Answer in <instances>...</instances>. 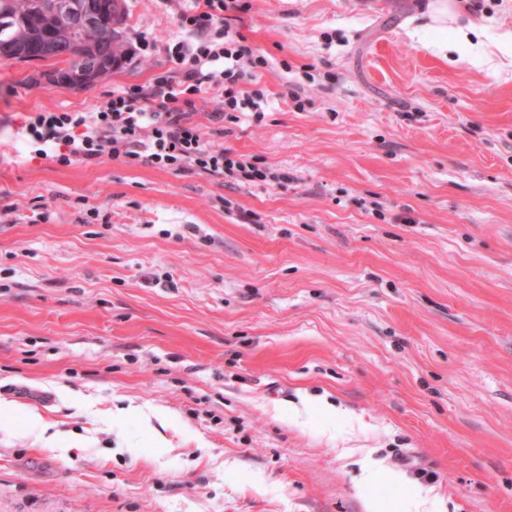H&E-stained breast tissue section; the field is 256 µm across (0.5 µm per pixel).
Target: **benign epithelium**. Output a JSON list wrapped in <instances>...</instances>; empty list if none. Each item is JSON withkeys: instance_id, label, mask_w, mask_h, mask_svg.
Listing matches in <instances>:
<instances>
[{"instance_id": "1", "label": "benign epithelium", "mask_w": 512, "mask_h": 512, "mask_svg": "<svg viewBox=\"0 0 512 512\" xmlns=\"http://www.w3.org/2000/svg\"><path fill=\"white\" fill-rule=\"evenodd\" d=\"M117 4L118 0H103L98 4H85L82 0H45L38 4L39 26L43 28L42 35L47 39L53 37L56 22L69 18L88 28L106 26L108 27V36L111 37L115 27L107 26V22L112 19V11L115 10ZM93 50H95V45H87L79 41L68 43L58 52L45 44L34 42L28 51L21 52L15 46L12 37L5 36L0 39V57L13 56L19 62L54 60L62 62L64 67L44 73L46 84H62L77 91L97 83L118 67V62L112 57L102 55L98 57L96 64L91 68H79L75 72L67 68V65L86 58Z\"/></svg>"}]
</instances>
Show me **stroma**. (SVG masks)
I'll list each match as a JSON object with an SVG mask.
<instances>
[{
  "label": "stroma",
  "mask_w": 512,
  "mask_h": 512,
  "mask_svg": "<svg viewBox=\"0 0 512 512\" xmlns=\"http://www.w3.org/2000/svg\"><path fill=\"white\" fill-rule=\"evenodd\" d=\"M126 4L129 58L90 87L0 59V499L512 512V55H441L438 0H246L265 116L190 118L286 182L33 156L19 116L168 70L175 0ZM469 15L512 31V0Z\"/></svg>",
  "instance_id": "1"
}]
</instances>
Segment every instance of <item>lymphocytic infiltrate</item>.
<instances>
[{
  "label": "lymphocytic infiltrate",
  "mask_w": 512,
  "mask_h": 512,
  "mask_svg": "<svg viewBox=\"0 0 512 512\" xmlns=\"http://www.w3.org/2000/svg\"><path fill=\"white\" fill-rule=\"evenodd\" d=\"M238 0H194L177 14L184 39L166 49L169 68L146 86L112 93L93 112H33L17 133L38 145L39 155L62 166L107 157L130 165L159 169H195L243 184L268 183L270 174L233 149L207 144L188 118L197 100L215 92L223 120L239 113L262 119L265 93L246 89L252 69L266 65L264 56L241 34L230 31L225 13L238 10Z\"/></svg>",
  "instance_id": "lymphocytic-infiltrate-1"
}]
</instances>
